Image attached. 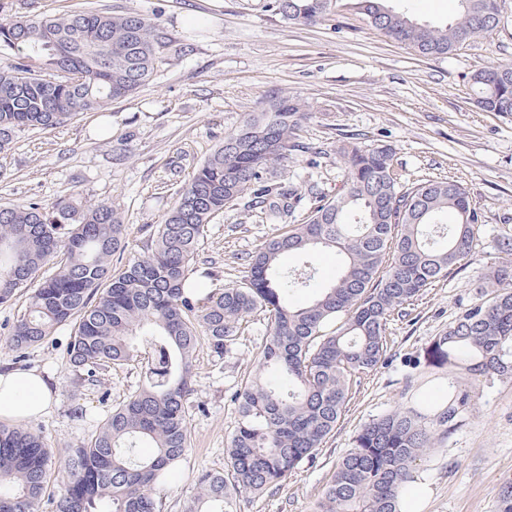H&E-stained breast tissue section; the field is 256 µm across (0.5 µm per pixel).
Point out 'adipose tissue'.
<instances>
[{"label": "adipose tissue", "instance_id": "adipose-tissue-1", "mask_svg": "<svg viewBox=\"0 0 512 512\" xmlns=\"http://www.w3.org/2000/svg\"><path fill=\"white\" fill-rule=\"evenodd\" d=\"M52 400L48 375L29 369L0 371V420L39 418L48 412Z\"/></svg>", "mask_w": 512, "mask_h": 512}]
</instances>
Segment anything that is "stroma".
Instances as JSON below:
<instances>
[{
  "instance_id": "1",
  "label": "stroma",
  "mask_w": 512,
  "mask_h": 512,
  "mask_svg": "<svg viewBox=\"0 0 512 512\" xmlns=\"http://www.w3.org/2000/svg\"><path fill=\"white\" fill-rule=\"evenodd\" d=\"M99 3L157 16L176 45L135 94L64 127L19 133L0 153V205L51 204L70 194L109 202L127 226L129 250H136L143 227L162 223L225 135L272 99L289 97L306 112L296 136L300 148L271 175L295 190L294 207L269 218L252 206L248 190L214 217L197 257L214 275L193 276L199 292L240 280L247 254L304 222L316 198L335 196L344 182L338 148L348 134L391 145L407 182L461 183L482 213V256L427 288L408 316L394 318L383 362L316 458L263 495L238 494L236 512H317L361 425L397 408L442 404L452 387L468 391L470 400L456 430L439 438L416 467V486L427 498L423 512H500V488L512 480V377L478 381L428 365L426 351L447 333L459 308L474 301L490 266L505 261L497 243L512 236V115L479 110L464 84L466 74L512 63V0H498L502 22L489 38L438 59L417 56L376 30L351 0H335L329 15L312 23L285 20L274 0H0V20L62 16ZM24 305L21 295L0 305V366L20 364L51 377L53 407L33 426L60 459L136 390L137 371L126 365L98 385L74 387L67 325L17 360L8 338ZM267 324L265 312L248 315L244 334L218 364L207 346H198L188 400L191 445L163 485V512H186L198 476L224 472L238 420L233 393L255 369Z\"/></svg>"
}]
</instances>
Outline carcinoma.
Here are the masks:
<instances>
[{
	"label": "carcinoma",
	"instance_id": "1",
	"mask_svg": "<svg viewBox=\"0 0 512 512\" xmlns=\"http://www.w3.org/2000/svg\"><path fill=\"white\" fill-rule=\"evenodd\" d=\"M316 0H274L290 21L312 23L328 9ZM445 25L423 24L389 0H355L371 25L422 57L446 58L493 34L498 0H458ZM172 46L155 17L114 15L99 4L63 17L16 16L0 22V152L27 129L53 130L84 112L136 93ZM483 112L512 114V64L465 75ZM305 119L298 103L278 98L248 115L199 166L163 222L125 252L126 225L107 202L72 195L51 206L0 208V304L28 291L10 345L40 346L73 325L67 344L72 383L96 385L114 367L137 363L139 385L83 445L63 461L64 489L48 492L53 455L41 433L0 425V512H162L158 487L190 447L187 400L192 363L204 342L222 359L241 322L262 310L267 336L256 369L234 394L238 421L227 473H204L187 512H234L239 493L259 495L312 460L336 430L387 348L391 318L426 288L481 252L480 215L454 180L408 184L387 145L344 142L343 188L322 199L306 220L246 256V274L202 294L191 288L195 256L211 218L251 189L274 211L293 207V193L271 182L270 168L288 159ZM336 254L333 281L305 305L292 296L311 286L315 256ZM286 253L305 257L282 271ZM57 259L46 276L42 269ZM477 298L460 308L429 362L476 379L512 377V263L492 267ZM468 395L458 392L426 421L397 409L364 424L326 484L320 512H399L415 483L417 462L435 437L458 425ZM155 449L142 457L136 449Z\"/></svg>",
	"mask_w": 512,
	"mask_h": 512
}]
</instances>
